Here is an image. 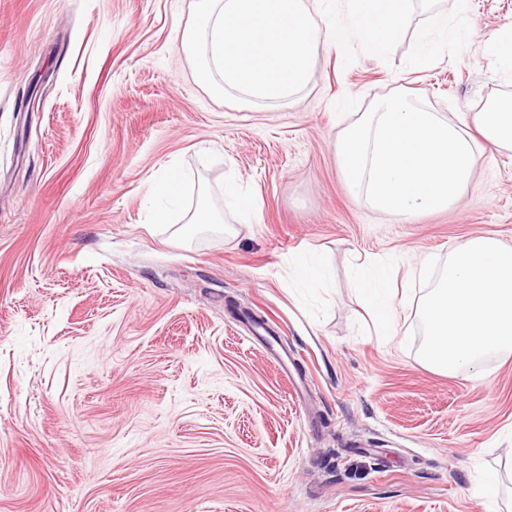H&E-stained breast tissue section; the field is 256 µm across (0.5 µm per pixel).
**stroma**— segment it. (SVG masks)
Wrapping results in <instances>:
<instances>
[{"label":"stroma","mask_w":512,"mask_h":512,"mask_svg":"<svg viewBox=\"0 0 512 512\" xmlns=\"http://www.w3.org/2000/svg\"><path fill=\"white\" fill-rule=\"evenodd\" d=\"M194 0H0V512H512V352L424 367L376 335L350 268L395 291L490 236L512 245V150L443 211L352 197L338 133L395 90L472 123L512 95L481 48L512 0H469L458 59L338 45L279 104L217 100L176 37ZM182 178L170 223L148 198ZM235 181L249 224L224 207ZM232 234L188 226L200 204ZM318 256L322 283L294 261Z\"/></svg>","instance_id":"1"}]
</instances>
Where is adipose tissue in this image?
I'll use <instances>...</instances> for the list:
<instances>
[{
  "label": "adipose tissue",
  "mask_w": 512,
  "mask_h": 512,
  "mask_svg": "<svg viewBox=\"0 0 512 512\" xmlns=\"http://www.w3.org/2000/svg\"><path fill=\"white\" fill-rule=\"evenodd\" d=\"M475 123L485 142L512 150V98L492 103L487 111L477 113ZM390 274V265L372 261L357 264L352 271L372 324L386 336L398 333L396 294L390 286Z\"/></svg>",
  "instance_id": "adipose-tissue-1"
}]
</instances>
